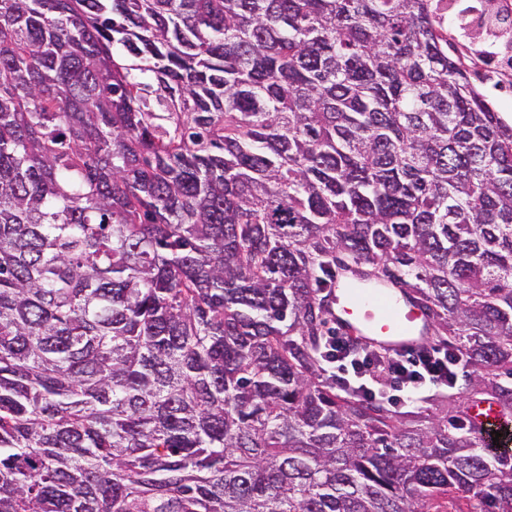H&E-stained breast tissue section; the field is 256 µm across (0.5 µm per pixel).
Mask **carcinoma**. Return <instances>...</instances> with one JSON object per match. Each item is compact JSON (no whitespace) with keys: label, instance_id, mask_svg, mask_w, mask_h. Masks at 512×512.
I'll return each mask as SVG.
<instances>
[{"label":"carcinoma","instance_id":"obj_1","mask_svg":"<svg viewBox=\"0 0 512 512\" xmlns=\"http://www.w3.org/2000/svg\"><path fill=\"white\" fill-rule=\"evenodd\" d=\"M474 368L325 371L336 269ZM512 123L448 0H0V512H512ZM477 0H448V53L457 56L469 73L472 85L488 99L494 109L512 122V77L508 67L500 63L499 52L506 40L489 39L474 44L461 25V16L471 11L478 20L479 12L470 7ZM473 413L483 427L484 438L486 439L487 444L495 446L492 439L494 434H491V431L500 432L507 429V422L502 421V418L497 412L496 406L489 404H483L475 407L473 409Z\"/></svg>","mask_w":512,"mask_h":512}]
</instances>
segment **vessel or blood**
Wrapping results in <instances>:
<instances>
[{"label": "vessel or blood", "instance_id": "vessel-or-blood-1", "mask_svg": "<svg viewBox=\"0 0 512 512\" xmlns=\"http://www.w3.org/2000/svg\"><path fill=\"white\" fill-rule=\"evenodd\" d=\"M333 321L337 333L392 354H406L431 344V327L422 314L399 291L380 283L353 288L345 272H337ZM474 415L484 433L503 431L495 406L475 407Z\"/></svg>", "mask_w": 512, "mask_h": 512}]
</instances>
